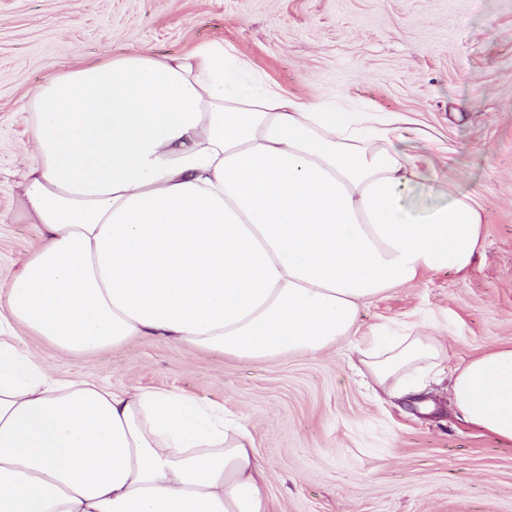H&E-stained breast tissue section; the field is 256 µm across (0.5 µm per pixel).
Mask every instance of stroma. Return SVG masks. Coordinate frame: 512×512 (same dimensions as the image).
<instances>
[{
	"label": "stroma",
	"mask_w": 512,
	"mask_h": 512,
	"mask_svg": "<svg viewBox=\"0 0 512 512\" xmlns=\"http://www.w3.org/2000/svg\"><path fill=\"white\" fill-rule=\"evenodd\" d=\"M203 41L290 95L407 116L408 150L440 142L421 202L477 196L470 271L390 289L360 308L357 336L315 356L240 361L152 336L91 355L24 343L54 374L181 391L245 418L270 512H512V442L458 419L447 376L389 396L358 355L366 333L405 321L442 336L451 365L512 347V0H0V283L42 244L20 189L35 91L74 67Z\"/></svg>",
	"instance_id": "stroma-1"
}]
</instances>
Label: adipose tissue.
Listing matches in <instances>:
<instances>
[{
    "mask_svg": "<svg viewBox=\"0 0 512 512\" xmlns=\"http://www.w3.org/2000/svg\"><path fill=\"white\" fill-rule=\"evenodd\" d=\"M31 110L21 197L45 242L0 285V512H267L239 416L54 376L21 331L78 354L155 336L315 355L388 290L468 273L482 240L475 196L408 202L433 192L438 154L399 147L401 115L288 96L220 43L65 71ZM360 362L392 393L443 345L373 331ZM449 376L459 418L512 441V348Z\"/></svg>",
    "mask_w": 512,
    "mask_h": 512,
    "instance_id": "ef3b65f1",
    "label": "adipose tissue"
}]
</instances>
